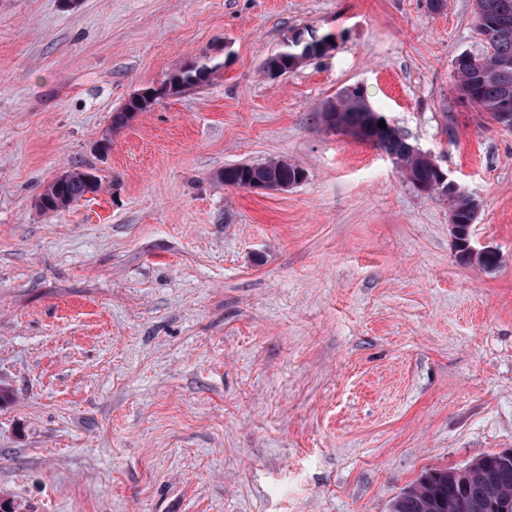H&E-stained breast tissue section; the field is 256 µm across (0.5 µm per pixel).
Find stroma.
Listing matches in <instances>:
<instances>
[{"label": "stroma", "mask_w": 512, "mask_h": 512, "mask_svg": "<svg viewBox=\"0 0 512 512\" xmlns=\"http://www.w3.org/2000/svg\"><path fill=\"white\" fill-rule=\"evenodd\" d=\"M325 54L273 78L289 33ZM474 0H0V501L16 512H389L512 450V130L458 90ZM208 85L126 125L137 90ZM481 202L328 129L349 85ZM285 158L284 191L224 168ZM98 176L66 210L63 172ZM219 68L220 64H212L211 61L201 62L199 64L179 70L177 73L172 75L170 79L169 76L165 81L162 82L165 84L161 87L166 88L167 84L169 83L172 85L178 84V87L183 85L187 88L200 87L208 84ZM64 172L56 177L55 181L61 186H57L55 182L49 183L45 189L38 196L36 205L38 209L48 214L50 212L55 213L61 209L69 207L75 202L83 199L89 193L97 192L100 188V183L97 177L89 179L87 172L72 171ZM448 187L461 193L467 194H458L453 192H447L444 195H441L448 199L449 209L452 212V217L455 219V222L450 214V229L452 236L457 244L461 239V243L465 253L467 254L466 260H471L473 263H477L479 260L484 259L487 256L495 255L500 258V254L493 248L489 246H483L481 248L476 247L472 243V238L470 234L469 226L465 229H462L460 224H475L479 212H480V202L469 192L461 187L454 181H448Z\"/></svg>", "instance_id": "stroma-1"}]
</instances>
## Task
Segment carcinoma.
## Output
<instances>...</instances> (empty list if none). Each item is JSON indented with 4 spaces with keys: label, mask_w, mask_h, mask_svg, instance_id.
I'll return each mask as SVG.
<instances>
[{
    "label": "carcinoma",
    "mask_w": 512,
    "mask_h": 512,
    "mask_svg": "<svg viewBox=\"0 0 512 512\" xmlns=\"http://www.w3.org/2000/svg\"><path fill=\"white\" fill-rule=\"evenodd\" d=\"M475 22L492 52L461 54L454 62V77L462 93L480 111L495 122L512 123V0H475ZM328 36L313 30L296 31L285 39L279 49L263 63V68L276 67L287 74L305 59L319 56L329 48ZM220 65L201 62L172 75L169 83L200 87L208 84ZM158 98L127 100L115 113L113 123L123 126L141 112L150 111ZM323 124L350 133L364 132L363 140L394 159L403 176L413 187L426 186L437 192L438 174L433 163L417 155L412 144L391 124L378 127L385 116L378 113L366 97L356 92L339 93L321 112ZM304 171L286 160L265 164H237L224 168L219 179L226 185L240 188L261 183L277 186L282 182L301 181ZM100 188L97 178H88L82 171L70 172L60 186L49 183L38 196V209L48 214L64 209ZM452 217L458 224H473L480 212V202L470 194L448 192ZM465 502V512H495L494 506L512 503V463L503 464L480 454L465 469H434L425 473L413 486L396 496L390 512H456V504Z\"/></svg>",
    "instance_id": "obj_1"
}]
</instances>
